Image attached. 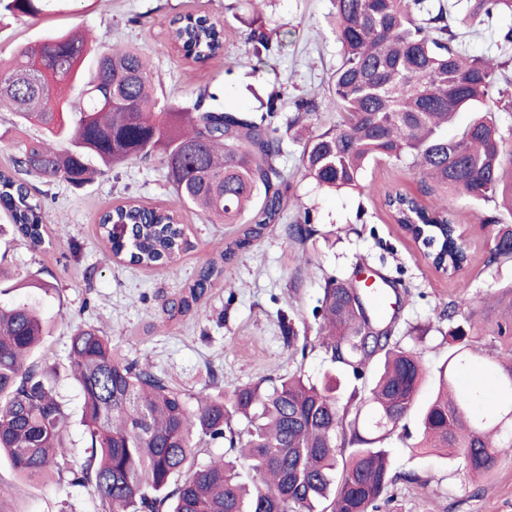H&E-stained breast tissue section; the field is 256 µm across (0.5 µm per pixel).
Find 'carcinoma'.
Segmentation results:
<instances>
[{
	"instance_id": "carcinoma-1",
	"label": "carcinoma",
	"mask_w": 512,
	"mask_h": 512,
	"mask_svg": "<svg viewBox=\"0 0 512 512\" xmlns=\"http://www.w3.org/2000/svg\"><path fill=\"white\" fill-rule=\"evenodd\" d=\"M62 2L0 0V11L38 18ZM331 3L339 47L332 104L345 120L311 131L319 104L292 102L286 132L301 145L304 176L322 188L362 191L371 163H406L421 176L427 200L388 193L384 205L395 223L415 227L433 246L434 265L453 275L467 263L450 195L494 210L480 218L493 243L487 265L512 263V224L501 219L512 216V145L497 120L509 106L498 89L501 64L459 41L493 16L512 14V0H467L459 16L443 0ZM170 37L197 63L224 47L223 28L202 15L173 22ZM90 53L85 36L67 32L0 60V104L20 124L43 131L24 144L14 170L0 171V209L15 234L39 250L51 220L27 177L82 186L102 168L160 155L179 205L199 209L213 224L239 225L238 236L206 261L169 309L172 317L186 314L224 265L283 217L290 191L278 167L284 136L267 120L280 95L268 97L259 117L207 106L202 98L183 110L161 102L146 53L114 49L88 70ZM77 84L75 102L67 89ZM460 112L475 117L450 138L448 125ZM308 223L305 211L288 227L299 245L312 235ZM98 227L113 256L178 276L188 240L175 210L127 198ZM467 305L461 296L444 310L448 357L434 396L419 410L414 447L442 448L441 457L484 479L498 461L512 458V283L500 290L502 311L493 323L474 311L458 319ZM317 316L316 343L305 338L302 350L318 347L332 365L365 381L344 404L331 371L319 382L295 370L215 394L186 393L150 366L121 358L98 328L78 327L67 360L82 398L86 458L68 468L72 482L92 485L105 512H161L166 505L168 512H374L391 486L412 479L392 470L384 441L415 409L425 364L416 351L391 342V324L352 279L328 280ZM486 332L508 339V347L484 341ZM47 334L35 306L0 305V453L30 480L44 476L68 447L70 413L56 393L54 368L33 359ZM466 367L484 377L461 390L455 379ZM206 439L227 449L199 463L195 449Z\"/></svg>"
}]
</instances>
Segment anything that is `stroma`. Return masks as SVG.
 <instances>
[{"instance_id":"stroma-1","label":"stroma","mask_w":512,"mask_h":512,"mask_svg":"<svg viewBox=\"0 0 512 512\" xmlns=\"http://www.w3.org/2000/svg\"><path fill=\"white\" fill-rule=\"evenodd\" d=\"M330 8V0H66L36 20L1 15L0 57L82 27L90 30L94 50L133 47L149 54L169 104L190 106L204 95L225 110L253 112L277 92L285 105L274 122L283 127L290 101L313 96L322 104L318 125L325 130L341 119L326 104L338 61ZM187 14L209 16L223 27V54L200 64L170 42L171 21ZM256 27L272 32L269 50L250 41ZM299 153L298 144L285 141L279 166L293 199L285 222L270 226L225 264L223 278L183 317L168 318L164 303L184 293L215 248L237 237L238 227L212 224L196 209L177 207L159 157L128 160L79 188L41 185L55 238L49 248L32 250L11 227L0 230V265L28 278L25 287L1 295L0 302L34 304L51 324L36 356L56 366V389L72 415L69 460H82L85 452L80 392L67 370L69 340L78 326L98 327L122 356L149 364L170 386L188 393L213 394L296 369L318 381L330 363L320 350L303 354L288 347L282 318H293L298 333L315 337L314 312L328 278L381 275L395 282L387 291L388 308L397 314L395 339L420 353L433 375L448 355L441 336L448 302L463 295L472 308H483L499 282L512 279L511 263L487 267L491 243L464 197L450 198L449 205L466 235L470 261L450 277L431 267L384 205L388 192L419 194L421 179L414 170L380 160L364 175L369 192L335 193L302 176ZM127 197L153 208H178L189 240L178 276L160 266H127L106 249L99 217ZM301 208L308 209L315 230L302 247L289 238L287 226ZM301 248L310 263L300 271L295 256ZM386 446L394 470L418 476L393 487L390 512H512V461L499 462L489 478L474 480L457 464L417 452L402 432L393 433ZM0 487L5 490L0 512H103L91 486L73 483L70 473L55 468L43 480L29 481L1 456Z\"/></svg>"}]
</instances>
